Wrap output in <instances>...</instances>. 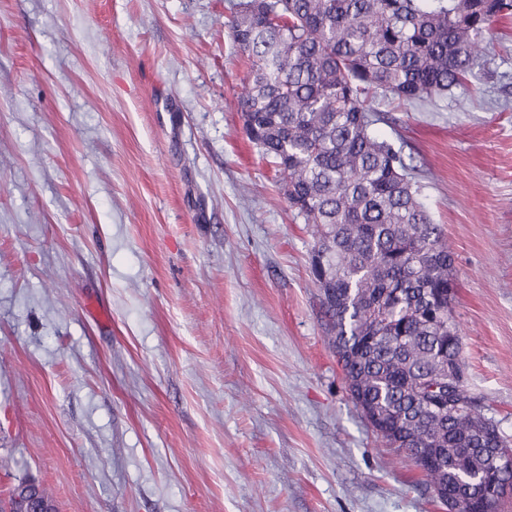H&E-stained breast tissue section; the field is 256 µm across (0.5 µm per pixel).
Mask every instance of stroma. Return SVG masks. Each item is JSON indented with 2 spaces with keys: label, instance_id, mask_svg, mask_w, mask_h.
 <instances>
[{
  "label": "stroma",
  "instance_id": "stroma-1",
  "mask_svg": "<svg viewBox=\"0 0 512 512\" xmlns=\"http://www.w3.org/2000/svg\"><path fill=\"white\" fill-rule=\"evenodd\" d=\"M236 0H0V499L57 512H446L352 403L311 230L244 131ZM455 256L468 385L512 440V19L374 99ZM18 494H19V496H24V498L30 500L33 503V505H34V508H32L33 511H35L36 507H39L40 503H42L45 498H47L49 500V498L46 496L45 492L43 490H41L39 488V486L35 484L34 481L22 480L10 492L7 501L0 500V512L12 511L11 505L15 501V497ZM50 503H51V501H50ZM51 507L54 510V506L52 505V503H51Z\"/></svg>",
  "mask_w": 512,
  "mask_h": 512
}]
</instances>
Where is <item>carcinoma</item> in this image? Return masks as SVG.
<instances>
[{"label":"carcinoma","instance_id":"carcinoma-1","mask_svg":"<svg viewBox=\"0 0 512 512\" xmlns=\"http://www.w3.org/2000/svg\"><path fill=\"white\" fill-rule=\"evenodd\" d=\"M512 0H239L249 139L311 225L310 268L349 396L377 438L424 469L452 512H494L491 456L512 447L467 384L454 254L371 102L464 85ZM46 494L23 480L16 495Z\"/></svg>","mask_w":512,"mask_h":512}]
</instances>
